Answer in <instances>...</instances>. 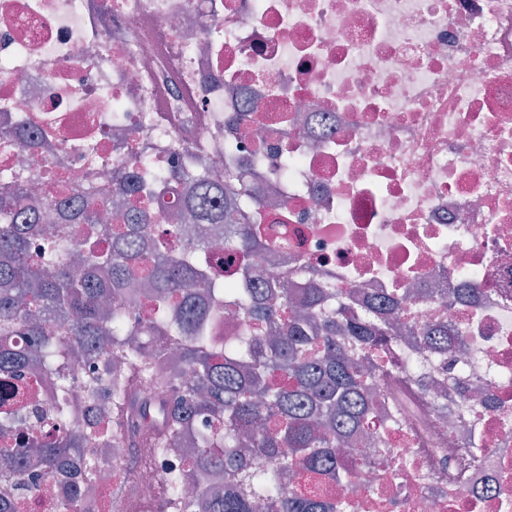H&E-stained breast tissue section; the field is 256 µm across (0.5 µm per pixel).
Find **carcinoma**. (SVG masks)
Wrapping results in <instances>:
<instances>
[{"mask_svg": "<svg viewBox=\"0 0 512 512\" xmlns=\"http://www.w3.org/2000/svg\"><path fill=\"white\" fill-rule=\"evenodd\" d=\"M175 174L191 186L193 215L217 221L208 204L219 184L189 169ZM75 200L70 218L46 227L42 212L59 202L34 198L20 183L0 192V377L18 382L22 407L34 394L24 373L57 374L49 410L61 430L49 441L23 418L4 416L0 426H12L18 439L0 446V455L38 454L47 486L64 472L60 463L82 448H146L165 456L203 419L192 440L196 493L186 492L192 474L171 468L146 512H255L259 504L266 512H343V503L300 490L288 475L341 484L365 463L357 448L361 424L379 405L371 389L383 373L375 348L387 338L427 351L462 344L442 324L394 323L397 300L383 305L356 292L338 300L321 279L308 281L294 307L288 283L267 286L258 270L238 283L213 280L194 256L206 245L202 237L189 249H158L153 225L138 221L145 209L134 179L116 198L120 224L101 223L100 199ZM34 237L40 247L33 257ZM224 247L257 254L268 266L280 263V244L244 217L226 231ZM219 295L233 300L241 321L268 327L245 343L229 339L215 347L202 323ZM14 336L35 337L34 347L13 348ZM108 349L105 373L83 382L89 414L76 425L69 379L58 367L67 357ZM152 389L164 397H153ZM147 418L152 428L145 432L140 423ZM240 448L256 450L254 463L239 461ZM105 463L89 456L64 472L69 499L50 501V512H98L80 500L79 484ZM225 465L238 468V479L215 500L203 480L219 479Z\"/></svg>", "mask_w": 512, "mask_h": 512, "instance_id": "1", "label": "carcinoma"}]
</instances>
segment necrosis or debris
Returning <instances> with one entry per match:
<instances>
[{"label":"necrosis or debris","mask_w":512,"mask_h":512,"mask_svg":"<svg viewBox=\"0 0 512 512\" xmlns=\"http://www.w3.org/2000/svg\"><path fill=\"white\" fill-rule=\"evenodd\" d=\"M35 143L0 153L35 192L79 179L155 189L157 235L186 208L182 157L223 183L212 208L286 229L277 271L401 299L464 354L432 355L453 411L382 342L373 462L337 486L345 512H512V0H0V121ZM259 172L249 187L228 168ZM214 279L253 254L212 247ZM417 290L406 299L407 290ZM175 458L123 461L82 496L141 512ZM119 499H111L113 486Z\"/></svg>","instance_id":"4bbe7bcc"}]
</instances>
